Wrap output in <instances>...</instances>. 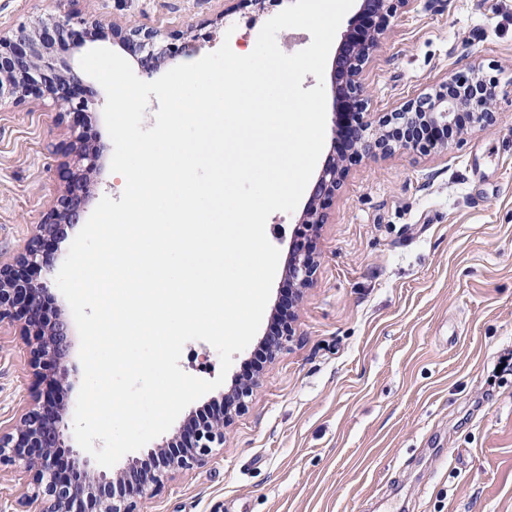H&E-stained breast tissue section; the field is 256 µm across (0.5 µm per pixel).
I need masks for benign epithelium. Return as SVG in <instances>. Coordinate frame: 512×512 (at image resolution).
<instances>
[{
  "instance_id": "7a95c632",
  "label": "benign epithelium",
  "mask_w": 512,
  "mask_h": 512,
  "mask_svg": "<svg viewBox=\"0 0 512 512\" xmlns=\"http://www.w3.org/2000/svg\"><path fill=\"white\" fill-rule=\"evenodd\" d=\"M409 0H361L350 24V34L336 53L332 72L334 101L348 116V142L358 155L390 154L395 149L426 152L437 141L420 140L406 131L422 126L452 129L463 135L476 126L484 129L495 120L498 84L480 68L454 74L435 92L411 98L377 124L364 119L361 75L380 35L398 8ZM102 28L93 17L63 11L38 18L28 26L0 28V99L18 103L29 98L51 100L63 114L83 115L89 105L82 76L68 63L66 54L96 39ZM112 40L152 71L180 56L196 39L189 30L166 31L132 23L113 24ZM73 139L66 151L74 163L64 167L66 188L44 215L37 233L24 253L11 264H0V322H18L31 345L29 364L45 384L41 401L21 414L13 431L0 433V467L18 465L33 474L34 489L28 496L29 512H138L135 497L161 485L174 468L201 464L216 448L224 447V429L233 411L242 408L257 387V380L235 383L224 395V410L214 416L191 419L187 430L151 451L148 468L133 462L114 475L94 473L87 460L77 456L72 467L61 466L56 449L64 447V413L55 393L68 382L63 366L70 348L68 323L52 313L46 288L39 281L43 266L50 263V246L66 238L67 230L80 223L86 202L87 175L96 170L103 146L96 143L85 125L76 120ZM345 177L342 164L330 158L324 165L299 223L312 227L324 223L318 205L336 193ZM316 259L307 240L296 242L288 267L294 295L287 312L310 287Z\"/></svg>"
}]
</instances>
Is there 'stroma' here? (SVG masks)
<instances>
[{
	"instance_id": "stroma-1",
	"label": "stroma",
	"mask_w": 512,
	"mask_h": 512,
	"mask_svg": "<svg viewBox=\"0 0 512 512\" xmlns=\"http://www.w3.org/2000/svg\"><path fill=\"white\" fill-rule=\"evenodd\" d=\"M281 0H0V26L63 10L103 25L193 26L192 63L231 41L249 54ZM499 82L496 122L426 153L349 156L312 233L317 271L296 334L204 464L168 472L140 512H512V0H409L368 59L375 121L449 74ZM73 118L50 100L0 99V261L23 253L71 158ZM300 211L272 213L280 259L259 336L290 286ZM18 326L0 325V428L42 387ZM180 367L211 380L207 342Z\"/></svg>"
}]
</instances>
